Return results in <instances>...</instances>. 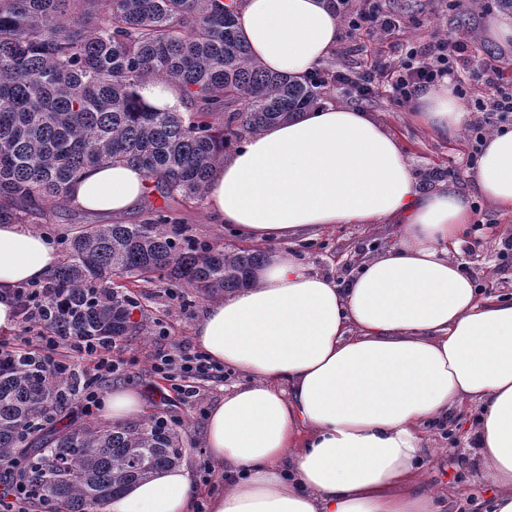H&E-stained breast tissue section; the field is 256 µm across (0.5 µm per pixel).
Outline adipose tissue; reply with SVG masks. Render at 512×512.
<instances>
[{"label": "adipose tissue", "instance_id": "1", "mask_svg": "<svg viewBox=\"0 0 512 512\" xmlns=\"http://www.w3.org/2000/svg\"><path fill=\"white\" fill-rule=\"evenodd\" d=\"M239 35L269 71L305 76L332 55V0H235ZM423 123L459 131L451 87L416 98ZM479 192L512 210V128L492 132L472 169ZM143 170L87 169L78 206L123 214L146 195ZM213 220L253 244L285 243L342 224L394 221L399 242L360 262L345 284L285 252L253 285L208 305L195 344L243 384L212 407L206 449L226 474L209 512H443L427 483L423 432L478 404L477 455L512 512V299L480 297L454 254L470 201L420 193L397 138L366 113L329 102L247 138L213 172ZM56 265L43 236L0 224V330L11 290ZM187 466L165 468L112 497L104 512H195Z\"/></svg>", "mask_w": 512, "mask_h": 512}]
</instances>
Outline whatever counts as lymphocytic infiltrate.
I'll list each match as a JSON object with an SVG mask.
<instances>
[{
  "mask_svg": "<svg viewBox=\"0 0 512 512\" xmlns=\"http://www.w3.org/2000/svg\"><path fill=\"white\" fill-rule=\"evenodd\" d=\"M336 9L352 39L375 30L397 38L407 29L399 15L383 10L380 0H364L360 6L351 0H336ZM467 51L464 40L449 32L439 33L426 42L409 41L403 58L381 63L364 76L351 80L345 71L336 70L327 80L362 101L371 99L384 87L393 103L405 105L419 91L447 81L454 82L456 94H463L464 77L475 74L481 77L488 91L476 104L480 117L472 126L471 138L479 147L491 127L512 120V78L507 76L499 59L484 58L473 65ZM12 299L24 335L15 343L0 339V367H30L50 377L81 372L84 383L78 395L80 410L87 416L100 411L104 385L119 368L112 357L115 339L57 335L47 320L60 312L61 307L51 304L50 293L41 283L14 288ZM213 369L205 354L186 352L177 357L162 355L153 366L155 373L163 375L173 389L189 398L198 394L196 380Z\"/></svg>",
  "mask_w": 512,
  "mask_h": 512,
  "instance_id": "lymphocytic-infiltrate-1",
  "label": "lymphocytic infiltrate"
}]
</instances>
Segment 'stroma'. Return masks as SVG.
Segmentation results:
<instances>
[{"label": "stroma", "instance_id": "1", "mask_svg": "<svg viewBox=\"0 0 512 512\" xmlns=\"http://www.w3.org/2000/svg\"><path fill=\"white\" fill-rule=\"evenodd\" d=\"M486 0H467L464 8L456 10L429 6L427 0H387V6L409 21L408 34L420 41H428L433 33L452 32L463 36L465 28H475L478 38L471 47L480 56L499 51V42L485 34V22L490 15L501 14V6L485 10ZM400 49L395 39L378 33L362 36L360 41L339 38L327 66L357 75L367 71L375 61L398 58ZM325 100L366 113L383 124L402 145L404 156L413 172L420 191L430 193L447 187L468 194L472 198L473 217L485 223L484 243L476 250H460L458 259L486 295L512 294V267L501 257V241L512 235V211L499 209L477 193L471 179L473 163L466 143L468 128L444 137L413 119L411 107L391 103L388 95L369 101L350 98L339 87L327 88ZM442 170L446 176L436 182L428 181L429 172ZM142 218L141 210L120 216L78 209L70 205L51 207L44 218L30 221V229L55 242L72 236L85 224H135ZM398 239L396 224H345L323 232L311 240H295L284 249L305 260L314 271L335 276L344 282L351 271L365 258L380 254ZM171 285L164 280L144 289L142 307L135 319L147 327L144 336L122 337L112 355L123 363L122 370L113 374L110 386L138 389L147 395L146 415L165 418L169 427L180 433L185 448L184 460L192 467L204 485L197 496L206 501L209 490L222 488L224 471L209 457L204 440L207 416L213 405L223 398L226 389L238 384L240 378L231 372L221 377H205L200 382L199 398L188 399L169 390L161 375L152 365L157 356L170 354L176 343L193 346V329L202 317L206 300L191 289H183V301L170 297ZM168 389L166 400L148 396V387ZM478 415L472 404L461 406L448 423L429 426L423 435L424 445L432 456L428 479L448 495L447 512H485L495 488L485 479L474 461V420Z\"/></svg>", "mask_w": 512, "mask_h": 512}]
</instances>
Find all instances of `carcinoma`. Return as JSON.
<instances>
[{
	"label": "carcinoma",
	"mask_w": 512,
	"mask_h": 512,
	"mask_svg": "<svg viewBox=\"0 0 512 512\" xmlns=\"http://www.w3.org/2000/svg\"><path fill=\"white\" fill-rule=\"evenodd\" d=\"M178 87L184 110L160 111L140 89ZM324 87L266 70L239 38L224 0H0V224L71 203V183L100 163L142 169L164 205L141 224H89L45 287L65 336H136L129 289L166 275L208 298L252 283L258 249H217L188 234L177 207L205 198L213 169L246 137L310 107ZM74 375H0V457L23 458L66 512L97 508L183 448L163 420L89 423L33 439L77 393Z\"/></svg>",
	"instance_id": "obj_1"
}]
</instances>
